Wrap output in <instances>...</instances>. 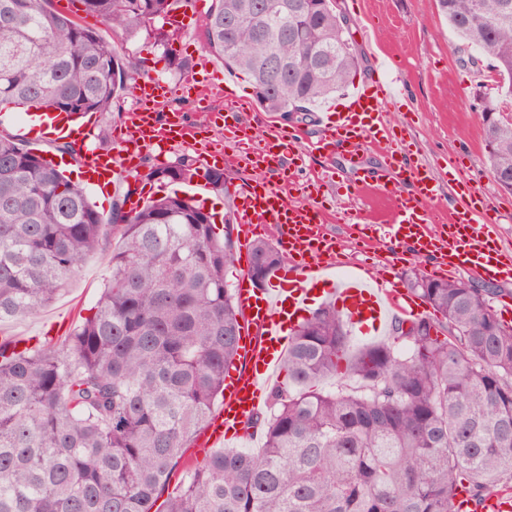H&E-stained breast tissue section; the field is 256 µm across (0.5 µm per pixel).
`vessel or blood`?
I'll return each mask as SVG.
<instances>
[{"label":"vessel or blood","instance_id":"b4317fda","mask_svg":"<svg viewBox=\"0 0 512 512\" xmlns=\"http://www.w3.org/2000/svg\"><path fill=\"white\" fill-rule=\"evenodd\" d=\"M132 93L139 105L123 124L126 136L119 139L117 153L91 147L82 136L72 141L93 186L103 189L115 183L118 175L132 168L135 150L161 149L194 135L189 126L176 130L159 120L157 108L167 90L156 78H137ZM392 97L391 86L365 83L348 94L344 110L320 117L321 149L342 154L358 175V189H374L393 203L394 218L387 236L401 250L392 258L368 264L362 278L335 277L345 246L323 224L319 208L288 200L268 181L272 175L287 179L283 158L301 155L298 135L276 131L261 147L251 150L245 123L225 127L224 139L240 145V158H254L256 167L268 175L267 180L233 189L240 230L247 234L255 225H272L288 262L275 271L279 282L275 288L253 287L245 273L238 278L236 297L246 315L238 348L241 364L225 378L224 402L213 414L200 448H218L243 437V424L263 405L276 364L287 347V327L298 324L312 303L343 302L347 320L365 336L381 335L392 313L419 315L420 302L400 291L388 275L393 261L401 260L403 253L430 258L433 274L441 277L466 270L487 280H512V249L490 236L488 226L495 218L478 210L474 188L464 189L460 206L434 211L430 204L440 196V182L426 162L409 161L400 148L382 151L378 168H365L364 158L378 143L382 116Z\"/></svg>","mask_w":512,"mask_h":512}]
</instances>
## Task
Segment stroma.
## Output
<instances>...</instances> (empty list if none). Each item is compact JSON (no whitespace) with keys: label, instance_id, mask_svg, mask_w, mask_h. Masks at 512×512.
<instances>
[{"label":"stroma","instance_id":"1","mask_svg":"<svg viewBox=\"0 0 512 512\" xmlns=\"http://www.w3.org/2000/svg\"><path fill=\"white\" fill-rule=\"evenodd\" d=\"M47 7L70 15L116 45L130 63L132 74L145 73L168 83L171 92L164 102L163 113H183L186 121L199 126L206 119L199 110L200 105L222 112L239 104L255 141H263L277 128L298 132L310 141L320 136L317 113L262 111L252 90L247 89L246 79L228 72L223 61L216 57L210 63L221 78L220 85H200L202 102L184 97L180 85L197 79L199 57L204 53L199 21L181 27L173 42L179 57L188 65L186 71L179 72L170 68L153 37L143 34L131 41L124 40L99 18L83 12L79 0H48ZM336 8L347 18L350 38L361 54L356 82L361 84L399 74L405 89L391 104L387 115L389 126L403 132L412 154L431 164L434 170H441L449 160H456L465 180L482 193L487 204L499 211L495 232L504 245L512 247V193L500 189L490 173L481 118L485 98L494 83L487 59L466 49L457 39L439 14L435 0H336ZM228 87L234 90L236 101L225 100L224 90ZM135 107L132 92H124L112 111L98 116L90 127V145L114 149V132ZM293 179L298 185L310 183L311 188L305 192L292 191V201L313 203L332 220L340 218L345 206H357L374 228V249H389L390 242L382 230L389 218L387 199L372 192L353 195L356 176L339 155L307 158L305 167L294 171ZM175 190L217 209L220 214L230 217L235 214L228 191L213 190L200 177L176 188L152 183L138 187L136 194L156 198ZM107 276L108 267L101 256L87 258L79 274L49 306L25 320L0 326V332L23 337L68 335L79 311L98 298Z\"/></svg>","mask_w":512,"mask_h":512}]
</instances>
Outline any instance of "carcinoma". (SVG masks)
<instances>
[{
  "label": "carcinoma",
  "instance_id": "carcinoma-1",
  "mask_svg": "<svg viewBox=\"0 0 512 512\" xmlns=\"http://www.w3.org/2000/svg\"><path fill=\"white\" fill-rule=\"evenodd\" d=\"M131 40L169 54L172 0H79ZM451 31L492 61L512 96V0H436ZM47 0H0V107L112 111L131 79L117 47ZM335 0H211L204 49L245 75L265 112H312L360 68ZM492 175L512 172V120L484 125ZM224 189L184 156L138 180ZM104 223L82 184L0 134V323L36 314L105 251L109 276L64 339H0V512H456L512 492V325L498 290L407 278L431 315L397 318L391 341L346 355L349 330L328 303L288 343L257 454L187 457L239 360L241 311L227 276L230 225L176 193ZM286 256L252 244L249 276ZM342 375L334 391L319 383ZM175 489L162 498L172 478Z\"/></svg>",
  "mask_w": 512,
  "mask_h": 512
}]
</instances>
